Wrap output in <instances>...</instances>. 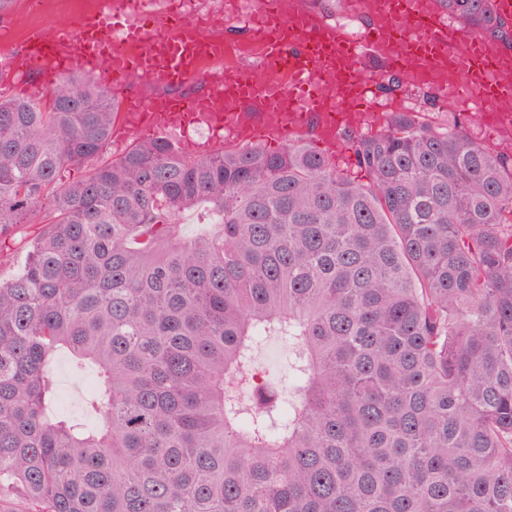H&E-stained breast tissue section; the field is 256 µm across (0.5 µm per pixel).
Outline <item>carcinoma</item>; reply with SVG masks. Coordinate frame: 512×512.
Wrapping results in <instances>:
<instances>
[{
    "label": "carcinoma",
    "mask_w": 512,
    "mask_h": 512,
    "mask_svg": "<svg viewBox=\"0 0 512 512\" xmlns=\"http://www.w3.org/2000/svg\"><path fill=\"white\" fill-rule=\"evenodd\" d=\"M494 2L440 5L507 40ZM116 114L85 76L0 95L25 253L0 271V512H512V151L396 112L353 141L358 182L304 141L113 158ZM278 338L286 399L257 371ZM61 353L95 371L92 426L53 410Z\"/></svg>",
    "instance_id": "obj_1"
}]
</instances>
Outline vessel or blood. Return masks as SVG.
<instances>
[{"mask_svg":"<svg viewBox=\"0 0 512 512\" xmlns=\"http://www.w3.org/2000/svg\"><path fill=\"white\" fill-rule=\"evenodd\" d=\"M147 5L87 0L51 28L20 25L21 50L0 62V80L39 98L49 93L50 76L98 77L119 96L114 138L203 125L213 140L182 143L195 155L213 153L227 132L239 142L284 141L310 129L333 154H348L341 133L367 122L385 76L433 89L460 111L478 112L489 134L512 125V114L500 107L512 100L506 52L481 35L452 33L435 0H348L349 12L370 21L355 40L322 24L297 0H257L242 23L262 58L260 71L210 80L205 70L224 62L223 37L205 31L177 0L159 11ZM367 56L379 63L378 75L362 73ZM135 75L166 87V95L143 94L131 84ZM182 86L187 94H179ZM220 99L229 108L210 111Z\"/></svg>","mask_w":512,"mask_h":512,"instance_id":"vessel-or-blood-1","label":"vessel or blood"}]
</instances>
